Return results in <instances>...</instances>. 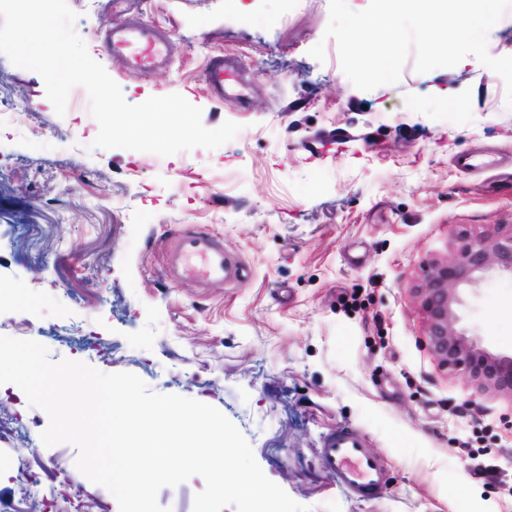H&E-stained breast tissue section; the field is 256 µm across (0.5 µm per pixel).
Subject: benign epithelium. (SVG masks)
Returning <instances> with one entry per match:
<instances>
[{
  "label": "benign epithelium",
  "instance_id": "1",
  "mask_svg": "<svg viewBox=\"0 0 512 512\" xmlns=\"http://www.w3.org/2000/svg\"><path fill=\"white\" fill-rule=\"evenodd\" d=\"M493 271L512 273V230L460 235L454 254L431 262L414 289L438 365L481 391L512 399V353H494L456 329L460 290Z\"/></svg>",
  "mask_w": 512,
  "mask_h": 512
}]
</instances>
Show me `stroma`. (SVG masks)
<instances>
[{
    "instance_id": "stroma-1",
    "label": "stroma",
    "mask_w": 512,
    "mask_h": 512,
    "mask_svg": "<svg viewBox=\"0 0 512 512\" xmlns=\"http://www.w3.org/2000/svg\"><path fill=\"white\" fill-rule=\"evenodd\" d=\"M90 56L128 103L177 93L223 146L168 157L92 142L84 88L57 115L42 78L0 54V335L52 360L132 372L151 391L219 409L264 474L312 512H512V400L442 370L412 295L461 230L512 228V178L455 169L461 150L512 162V109L475 57L370 91L325 38L329 0H67ZM136 15L165 26L172 64L128 69L101 39ZM324 43L326 59L308 51ZM238 57L243 107L213 96L210 55ZM213 235L236 280H173L187 228ZM458 330L512 351V275L463 290ZM47 414L0 385V512L104 487L77 449L45 446ZM361 434L386 483L361 496L322 469L323 438ZM41 484H21L22 471Z\"/></svg>"
}]
</instances>
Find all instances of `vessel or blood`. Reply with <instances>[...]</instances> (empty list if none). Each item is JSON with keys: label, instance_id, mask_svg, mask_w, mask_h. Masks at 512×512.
I'll return each mask as SVG.
<instances>
[{"label": "vessel or blood", "instance_id": "b4317fda", "mask_svg": "<svg viewBox=\"0 0 512 512\" xmlns=\"http://www.w3.org/2000/svg\"><path fill=\"white\" fill-rule=\"evenodd\" d=\"M167 32L161 27L132 20L108 31L105 44L112 55L124 58L137 70H159L167 62ZM238 63L226 54L212 56L205 68L210 91L228 102L242 95L237 78ZM169 266L179 278L221 281L235 276V265L223 248L206 232L193 231L175 236L170 249ZM325 470L351 491L367 495L378 491L384 482L382 464L353 432L328 435L321 448Z\"/></svg>", "mask_w": 512, "mask_h": 512}]
</instances>
